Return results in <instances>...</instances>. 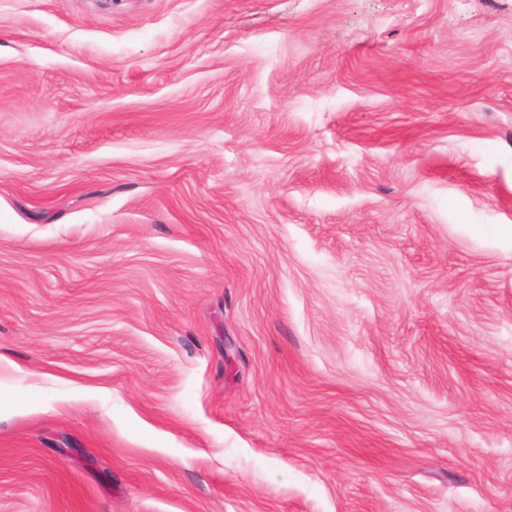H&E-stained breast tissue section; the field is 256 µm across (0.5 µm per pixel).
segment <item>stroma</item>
Segmentation results:
<instances>
[{"label": "stroma", "instance_id": "35a3bbf8", "mask_svg": "<svg viewBox=\"0 0 512 512\" xmlns=\"http://www.w3.org/2000/svg\"><path fill=\"white\" fill-rule=\"evenodd\" d=\"M512 0H0V512H512Z\"/></svg>", "mask_w": 512, "mask_h": 512}]
</instances>
